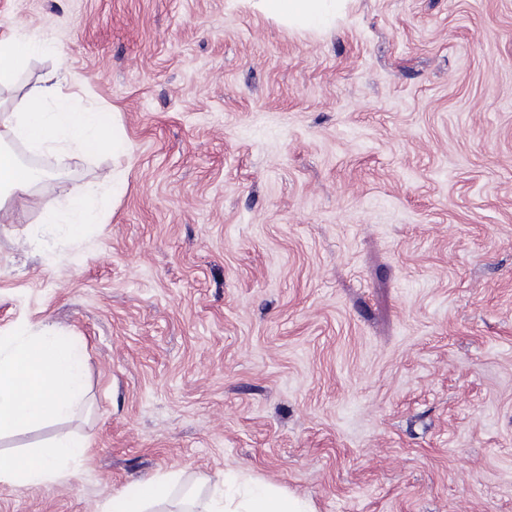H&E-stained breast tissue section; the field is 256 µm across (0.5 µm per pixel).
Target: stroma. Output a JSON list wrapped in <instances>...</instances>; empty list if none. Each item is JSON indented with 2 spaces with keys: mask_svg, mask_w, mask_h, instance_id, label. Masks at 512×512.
<instances>
[{
  "mask_svg": "<svg viewBox=\"0 0 512 512\" xmlns=\"http://www.w3.org/2000/svg\"><path fill=\"white\" fill-rule=\"evenodd\" d=\"M71 111L126 145L39 154L0 223V336L56 324L87 395L0 456L82 452L0 512H104L228 473L315 512H512V0H347L319 30L250 0H0ZM118 178L93 224L47 205ZM175 477L166 480L149 479L137 485V492L133 495L126 493L112 496L113 512H147L152 503L164 500L168 496L169 486L175 482Z\"/></svg>",
  "mask_w": 512,
  "mask_h": 512,
  "instance_id": "stroma-1",
  "label": "stroma"
}]
</instances>
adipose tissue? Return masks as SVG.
I'll list each match as a JSON object with an SVG mask.
<instances>
[{
  "instance_id": "ef3b65f1",
  "label": "adipose tissue",
  "mask_w": 512,
  "mask_h": 512,
  "mask_svg": "<svg viewBox=\"0 0 512 512\" xmlns=\"http://www.w3.org/2000/svg\"><path fill=\"white\" fill-rule=\"evenodd\" d=\"M265 14L288 25L319 28L336 13L338 0H257ZM43 40L16 30L0 37V85L8 84L20 63L43 48ZM74 82L68 71L54 73L32 86L23 103L0 115V127L30 148L56 152H88L108 148L124 152L119 139H107L102 113L73 112L67 87ZM41 178L23 166L0 140V209L11 200L29 197ZM85 382L74 348L53 324H42L20 338L0 337V435L37 423H57L72 416L85 395ZM80 450L69 435H58L44 454L21 458L0 457V483L17 486L47 484L66 477ZM170 483L149 479L135 494L112 498V512H147L164 500ZM206 512H314L304 499L268 485L237 484L225 480Z\"/></svg>"
}]
</instances>
